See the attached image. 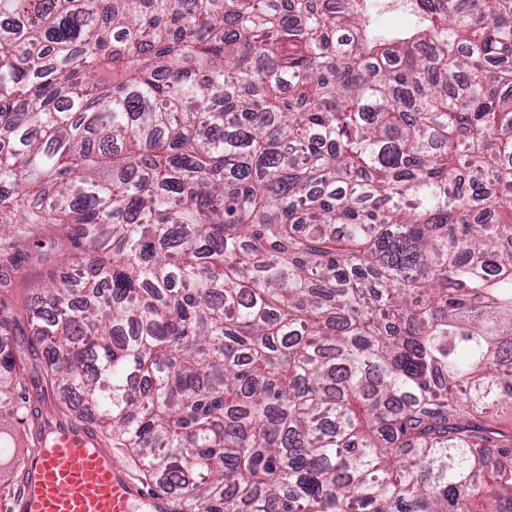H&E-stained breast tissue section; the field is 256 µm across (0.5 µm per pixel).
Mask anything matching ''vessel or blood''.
<instances>
[{
  "instance_id": "1",
  "label": "vessel or blood",
  "mask_w": 512,
  "mask_h": 512,
  "mask_svg": "<svg viewBox=\"0 0 512 512\" xmlns=\"http://www.w3.org/2000/svg\"><path fill=\"white\" fill-rule=\"evenodd\" d=\"M19 480L18 512H178L170 495L139 483L111 447L82 422L51 427L27 453L0 451Z\"/></svg>"
}]
</instances>
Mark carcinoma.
I'll use <instances>...</instances> for the list:
<instances>
[{"label": "carcinoma", "instance_id": "cac0c4a2", "mask_svg": "<svg viewBox=\"0 0 512 512\" xmlns=\"http://www.w3.org/2000/svg\"><path fill=\"white\" fill-rule=\"evenodd\" d=\"M0 0V235L64 271L0 404L184 512H512V0Z\"/></svg>", "mask_w": 512, "mask_h": 512}]
</instances>
